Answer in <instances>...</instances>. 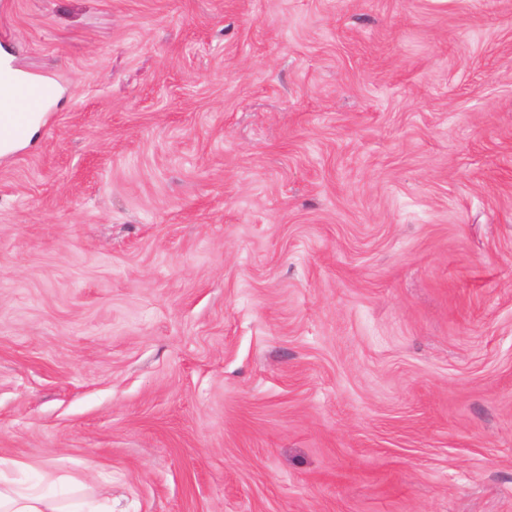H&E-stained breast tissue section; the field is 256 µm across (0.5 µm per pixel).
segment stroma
I'll list each match as a JSON object with an SVG mask.
<instances>
[{"instance_id": "obj_1", "label": "stroma", "mask_w": 512, "mask_h": 512, "mask_svg": "<svg viewBox=\"0 0 512 512\" xmlns=\"http://www.w3.org/2000/svg\"><path fill=\"white\" fill-rule=\"evenodd\" d=\"M0 457L113 512H512V0H0ZM53 86L16 69L11 62H0V124L13 140H20L26 127L38 112H45ZM17 99L27 102L26 109L15 106Z\"/></svg>"}]
</instances>
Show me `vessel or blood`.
Returning a JSON list of instances; mask_svg holds the SVG:
<instances>
[{
    "instance_id": "vessel-or-blood-1",
    "label": "vessel or blood",
    "mask_w": 512,
    "mask_h": 512,
    "mask_svg": "<svg viewBox=\"0 0 512 512\" xmlns=\"http://www.w3.org/2000/svg\"><path fill=\"white\" fill-rule=\"evenodd\" d=\"M53 86L44 79L0 62V127L11 139H21L35 113L44 111Z\"/></svg>"
}]
</instances>
